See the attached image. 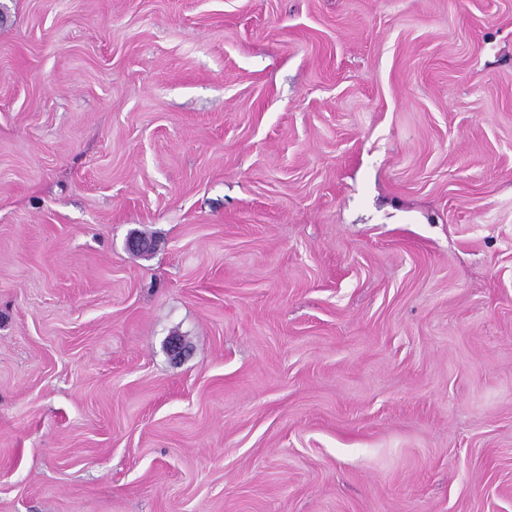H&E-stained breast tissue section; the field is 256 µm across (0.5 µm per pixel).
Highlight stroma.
<instances>
[{"label": "stroma", "instance_id": "stroma-1", "mask_svg": "<svg viewBox=\"0 0 512 512\" xmlns=\"http://www.w3.org/2000/svg\"><path fill=\"white\" fill-rule=\"evenodd\" d=\"M0 512H512V0H0Z\"/></svg>", "mask_w": 512, "mask_h": 512}]
</instances>
